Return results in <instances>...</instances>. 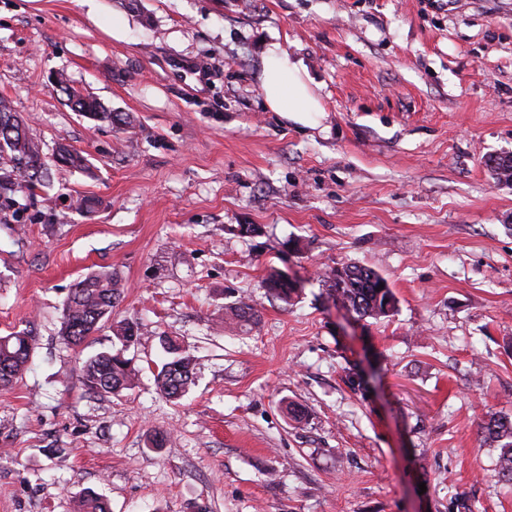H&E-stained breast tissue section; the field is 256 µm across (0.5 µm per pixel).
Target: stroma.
<instances>
[{"label": "stroma", "mask_w": 512, "mask_h": 512, "mask_svg": "<svg viewBox=\"0 0 512 512\" xmlns=\"http://www.w3.org/2000/svg\"><path fill=\"white\" fill-rule=\"evenodd\" d=\"M272 42L315 83V126L267 109ZM58 72L130 125L73 112ZM1 96L87 167L0 206V336L36 339L0 389V512L87 491L112 512H512L482 431L512 419V183L488 165L512 156V0H0ZM349 263L393 314L336 303L323 274ZM98 270L124 298L68 347ZM241 298L257 319L223 324ZM122 320L138 380L91 394L81 367ZM165 336L194 362L177 402ZM119 278L109 270L94 271L81 279L72 291L64 313L61 336L68 346L78 347L110 318L121 300ZM263 287L267 289L268 293L284 302L290 301L292 296L297 293L294 288L288 287V282L279 271L269 273L263 281Z\"/></svg>", "instance_id": "obj_1"}]
</instances>
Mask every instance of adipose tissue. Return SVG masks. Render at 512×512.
Segmentation results:
<instances>
[{"instance_id": "1", "label": "adipose tissue", "mask_w": 512, "mask_h": 512, "mask_svg": "<svg viewBox=\"0 0 512 512\" xmlns=\"http://www.w3.org/2000/svg\"><path fill=\"white\" fill-rule=\"evenodd\" d=\"M267 78L263 84L265 103L287 119L321 111L320 101L304 70L293 62L280 44H270L264 55Z\"/></svg>"}]
</instances>
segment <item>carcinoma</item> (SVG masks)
<instances>
[{
    "label": "carcinoma",
    "instance_id": "obj_1",
    "mask_svg": "<svg viewBox=\"0 0 512 512\" xmlns=\"http://www.w3.org/2000/svg\"><path fill=\"white\" fill-rule=\"evenodd\" d=\"M59 91L67 97L68 105L82 116L111 125L124 123L119 112L105 109L96 99L83 96L69 85L67 77L55 76ZM12 123V141L8 153L0 150V199L13 200L21 188L28 190L43 183L50 176L49 165L44 161L39 142L31 136L21 115L12 103L0 97V122ZM330 291L336 300L361 318L385 316V302H396L387 280L372 268L360 264L334 267L325 273ZM263 287L276 298L288 302L295 289L288 287L283 275L273 271L263 281ZM123 294L119 278L110 270L94 271L81 279L72 291L64 313L61 336L72 347L80 346L98 328L99 323L110 318ZM236 322H250L257 311L242 298L224 312ZM143 335L142 328L124 322L115 337L127 346ZM163 348L172 355L162 364L156 376L157 387L166 399L174 401L188 393L195 384L193 362L190 355L170 337L162 339ZM33 350V337L26 331H16L0 336V388H10L27 368ZM135 369L120 351L102 352L88 359L81 370V380L88 392L101 396L116 395L133 385ZM486 436L499 443L496 473L500 480L512 482V421L506 417H491L486 426ZM78 512H110L109 503L102 496L88 493L81 498Z\"/></svg>",
    "mask_w": 512,
    "mask_h": 512
}]
</instances>
